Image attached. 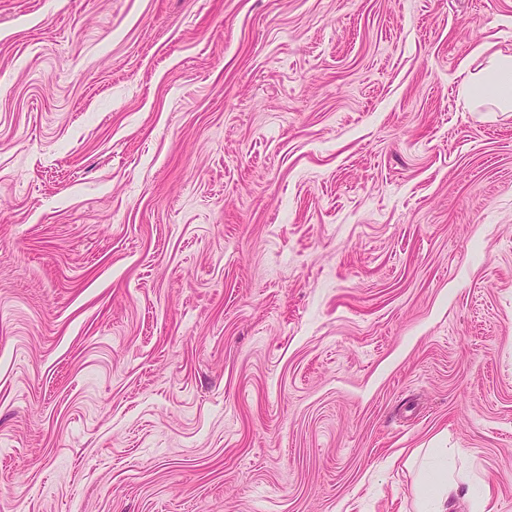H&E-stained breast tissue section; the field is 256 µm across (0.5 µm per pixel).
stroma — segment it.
<instances>
[{
    "label": "stroma",
    "instance_id": "35a3bbf8",
    "mask_svg": "<svg viewBox=\"0 0 512 512\" xmlns=\"http://www.w3.org/2000/svg\"><path fill=\"white\" fill-rule=\"evenodd\" d=\"M512 0H0V512H512ZM460 95L470 110L486 104L494 109L487 112H512V55L494 53L486 58L485 66L470 69L468 60L461 63ZM436 459V466L430 470L420 487L419 512H452L459 489L466 481L465 474L448 471V448L428 449Z\"/></svg>",
    "mask_w": 512,
    "mask_h": 512
}]
</instances>
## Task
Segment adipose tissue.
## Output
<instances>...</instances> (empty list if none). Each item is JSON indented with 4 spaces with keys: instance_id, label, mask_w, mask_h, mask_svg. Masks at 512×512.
<instances>
[{
    "instance_id": "1",
    "label": "adipose tissue",
    "mask_w": 512,
    "mask_h": 512,
    "mask_svg": "<svg viewBox=\"0 0 512 512\" xmlns=\"http://www.w3.org/2000/svg\"><path fill=\"white\" fill-rule=\"evenodd\" d=\"M474 53L485 56L486 61L477 70L471 69L469 62L461 64L459 88L466 106L476 111L490 105L498 112H512V55H489L481 46ZM432 454L436 465L420 487V512H451L466 477L449 471L447 449L436 448Z\"/></svg>"
}]
</instances>
